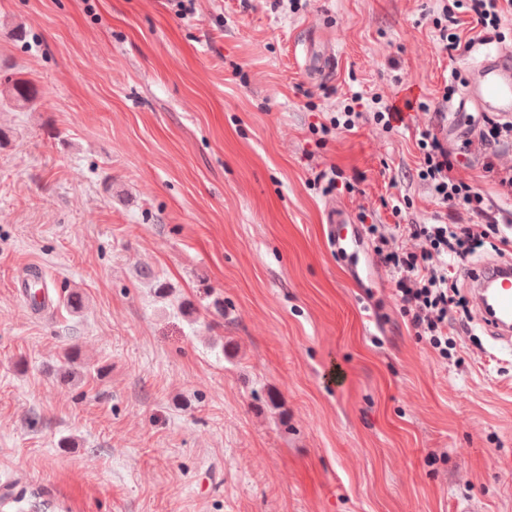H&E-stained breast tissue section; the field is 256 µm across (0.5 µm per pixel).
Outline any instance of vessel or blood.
<instances>
[{"instance_id": "b4317fda", "label": "vessel or blood", "mask_w": 512, "mask_h": 512, "mask_svg": "<svg viewBox=\"0 0 512 512\" xmlns=\"http://www.w3.org/2000/svg\"><path fill=\"white\" fill-rule=\"evenodd\" d=\"M477 76L459 100L456 110L464 112L476 107L502 117L512 116V50L501 49L486 53L475 65ZM469 285L490 280L495 286L490 302H479V316L489 331L497 338L512 335V266L490 263L465 269Z\"/></svg>"}]
</instances>
